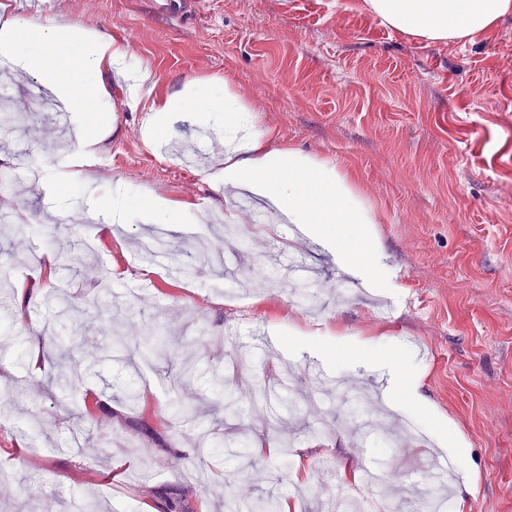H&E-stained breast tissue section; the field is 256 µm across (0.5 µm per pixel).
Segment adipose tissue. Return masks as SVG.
Instances as JSON below:
<instances>
[{
  "instance_id": "obj_1",
  "label": "adipose tissue",
  "mask_w": 512,
  "mask_h": 512,
  "mask_svg": "<svg viewBox=\"0 0 512 512\" xmlns=\"http://www.w3.org/2000/svg\"><path fill=\"white\" fill-rule=\"evenodd\" d=\"M370 12L388 26L428 41L463 40L490 28L512 11V0H367ZM0 57L13 68L38 75L54 97L67 104L81 126L101 114L103 69L123 73L130 104H137L144 67L129 63L127 48L89 34L80 24L57 25L13 18L0 28ZM222 120L225 142L224 198L248 191L266 200L278 216L303 227L306 237L330 251L344 271L388 286L387 271L373 240L370 210L356 196L346 174L317 164L292 149L269 146V133L257 129L226 85L196 87L167 103L157 127L173 131L185 116ZM95 209L112 223L139 213L146 224H177L180 213L158 199L121 187L99 186Z\"/></svg>"
}]
</instances>
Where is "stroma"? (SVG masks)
<instances>
[{"label": "stroma", "instance_id": "stroma-1", "mask_svg": "<svg viewBox=\"0 0 512 512\" xmlns=\"http://www.w3.org/2000/svg\"><path fill=\"white\" fill-rule=\"evenodd\" d=\"M7 14L77 21L89 32L127 46L147 66L137 106L124 83L103 76L108 91L103 131L85 170L86 182L63 187L55 171L73 167L78 143L55 150L51 103L33 101L37 126L0 129V161L30 157L39 180L12 177L16 207L40 234L0 224V263L27 271L26 255L42 237L76 239L73 219L88 212L97 184L147 186L180 205L183 223L168 227L170 260L144 261L139 218L119 235L98 237L93 261L49 250L43 265L53 286L28 303L6 292L0 319V378L19 384L0 398V512H68L71 497L85 512H156L154 491L182 488L193 512H247L279 496L291 512H336L337 504L379 491L364 479L390 468L392 500L413 495L436 453L447 452L434 431L423 444L389 441L379 429L359 439L352 408L336 378L355 386L395 373L368 355L319 354L321 335L385 336L397 358L420 364L418 391L449 421L468 456L462 482L442 512H512V12L467 40L429 42L383 24L366 0H203L181 17L155 0H0ZM227 81L275 143L348 175L377 223L374 227L395 288L392 307L378 314L375 288L341 272L335 259L295 237L269 207L252 208L253 223L233 230L234 281L203 259L224 249V191L210 175L224 169V123L183 121L166 142L148 134L152 108L201 86ZM71 212L57 215L60 199ZM194 259L198 270L174 277L170 265ZM307 266L295 280L287 263ZM65 282L76 301L100 297L111 327L128 344L165 349L169 361L134 368L126 352L105 355L92 327L73 387L53 384L58 360L29 356L45 329L69 335L54 301ZM310 290L303 302L297 290ZM285 391L293 413L260 408L261 397ZM140 392L137 404L127 389ZM232 394L236 412L224 408ZM207 411L220 446L197 463L190 425L170 413L172 395ZM253 441L252 457H232L225 441ZM293 444L291 458L280 443ZM203 465L207 478L192 476ZM263 472L255 480V472Z\"/></svg>", "mask_w": 512, "mask_h": 512}]
</instances>
